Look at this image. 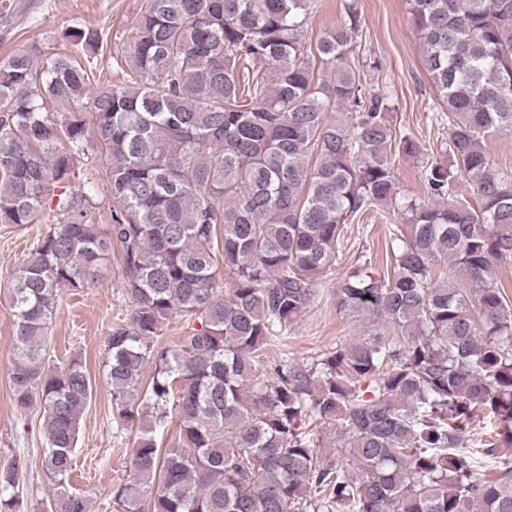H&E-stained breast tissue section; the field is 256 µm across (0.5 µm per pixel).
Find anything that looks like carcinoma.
Instances as JSON below:
<instances>
[{
    "label": "carcinoma",
    "mask_w": 512,
    "mask_h": 512,
    "mask_svg": "<svg viewBox=\"0 0 512 512\" xmlns=\"http://www.w3.org/2000/svg\"><path fill=\"white\" fill-rule=\"evenodd\" d=\"M407 3L452 157L424 166L422 198L398 197L389 98L349 65L359 0L314 47L326 84L315 0H148L107 84H92L96 30L72 33L81 56L35 46L0 64V224H46L8 283L12 397L42 412L50 512H89L70 476L92 387L74 359L47 365L49 328L114 244L131 311L108 338L113 419L178 423L164 445L139 429L122 512H295L312 492L336 512H512V463L489 465L512 447V176L484 148L512 133V0ZM86 159L108 178L105 229ZM461 180L473 199L455 197ZM368 211L402 221L390 268L359 259L333 294L374 329L310 366L260 365ZM176 317L179 344L155 349ZM478 408L498 429L475 438ZM326 424L347 462L319 456ZM26 484L21 461L0 466V512H22L4 492Z\"/></svg>",
    "instance_id": "carcinoma-1"
}]
</instances>
